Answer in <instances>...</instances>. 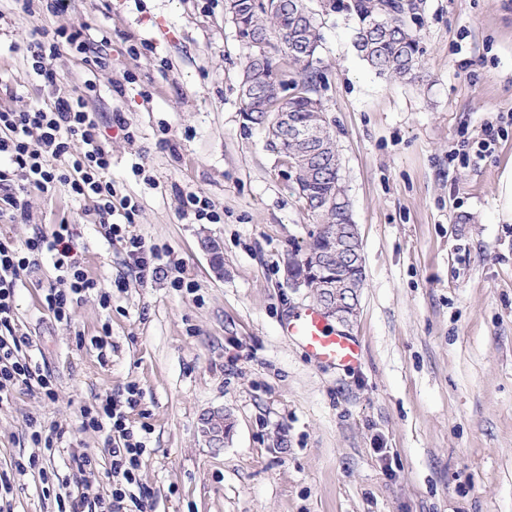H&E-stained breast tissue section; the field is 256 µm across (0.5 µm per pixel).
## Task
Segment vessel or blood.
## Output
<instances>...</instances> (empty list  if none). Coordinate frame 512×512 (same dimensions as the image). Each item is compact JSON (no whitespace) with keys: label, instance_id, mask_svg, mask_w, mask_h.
Listing matches in <instances>:
<instances>
[{"label":"vessel or blood","instance_id":"1","mask_svg":"<svg viewBox=\"0 0 512 512\" xmlns=\"http://www.w3.org/2000/svg\"><path fill=\"white\" fill-rule=\"evenodd\" d=\"M281 331L283 336L299 343L314 361L353 366L361 359L357 338L333 326L317 307L305 308L286 318Z\"/></svg>","mask_w":512,"mask_h":512}]
</instances>
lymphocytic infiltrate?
<instances>
[{
    "mask_svg": "<svg viewBox=\"0 0 512 512\" xmlns=\"http://www.w3.org/2000/svg\"><path fill=\"white\" fill-rule=\"evenodd\" d=\"M63 42L79 54L88 50L82 32L61 28H34L24 43L27 62L45 84L56 83L51 61ZM61 159L66 160V168L58 167ZM110 166L111 154L82 91L57 97L48 109L0 111V221L24 216L31 191L45 193L65 185L71 195L94 202L107 240H125L129 263L140 279L157 278L164 272L159 248L146 245L141 237L126 236L124 227L112 220L116 209L130 215L135 207L130 198H117L115 188L105 179ZM70 236L69 225L61 224L51 233H37L21 244L0 237V405L9 402L22 386L37 387L44 400L56 398L54 378L25 356L32 340L16 323V288L32 257H46L69 283L67 289L50 288L44 295L46 307L57 320H69L73 301L92 291H99L102 302L111 300L110 292L99 290L97 282L86 274L72 250ZM80 420L82 428L114 438L109 450L111 471L121 481L112 488V503L120 505L140 484L145 444L127 426L124 412L111 399L83 406Z\"/></svg>",
    "mask_w": 512,
    "mask_h": 512,
    "instance_id": "lymphocytic-infiltrate-1",
    "label": "lymphocytic infiltrate"
}]
</instances>
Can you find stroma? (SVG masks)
<instances>
[{"instance_id": "obj_1", "label": "stroma", "mask_w": 512, "mask_h": 512, "mask_svg": "<svg viewBox=\"0 0 512 512\" xmlns=\"http://www.w3.org/2000/svg\"><path fill=\"white\" fill-rule=\"evenodd\" d=\"M413 2L422 55L396 79L358 56L353 16L307 0L366 273L350 327L362 357L343 368L281 333L280 321L312 302L288 288L284 259L318 224L265 130L243 118L247 50L224 0H70L63 13L31 15L0 0V110L53 101L12 42L36 26L81 31L89 51L61 46L57 84L94 83L88 108L112 155L107 177L137 205L113 220L164 247L167 270L141 282L93 202L63 185L32 192L28 218L0 222L18 243L71 224L74 253L112 290L110 307L90 294L59 322L43 303L60 284L51 263L22 276L17 324L56 399L21 387L0 406L11 512H58L62 495L102 512L109 445L81 429L79 409L105 396L146 431L143 512H512V224L494 215L512 126L485 157L448 159L462 137L480 138L512 111V0ZM189 191L220 223L181 220ZM207 238L221 246L223 273ZM132 387L141 397L130 409ZM226 408L235 427L216 447L203 420ZM32 418L64 430L59 448L33 447ZM85 454L93 469L80 468Z\"/></svg>"}]
</instances>
